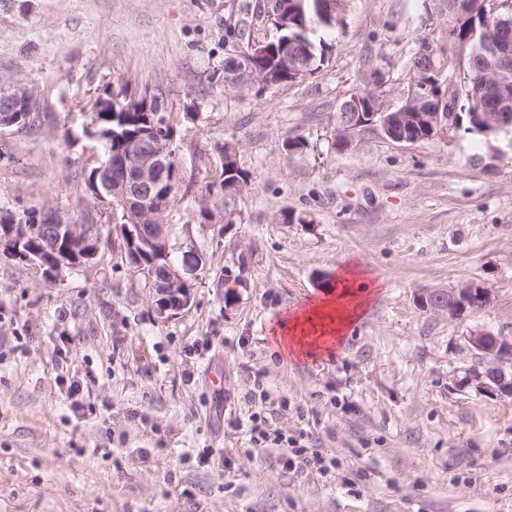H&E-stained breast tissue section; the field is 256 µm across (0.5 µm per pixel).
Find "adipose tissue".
I'll list each match as a JSON object with an SVG mask.
<instances>
[{
  "label": "adipose tissue",
  "mask_w": 512,
  "mask_h": 512,
  "mask_svg": "<svg viewBox=\"0 0 512 512\" xmlns=\"http://www.w3.org/2000/svg\"><path fill=\"white\" fill-rule=\"evenodd\" d=\"M364 305L358 291L343 283L336 293L322 299L310 310L291 315L282 338L283 345L293 353L310 355L319 352L325 337L340 338L358 318Z\"/></svg>",
  "instance_id": "obj_1"
}]
</instances>
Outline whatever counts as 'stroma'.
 Returning a JSON list of instances; mask_svg holds the SVG:
<instances>
[{"mask_svg":"<svg viewBox=\"0 0 512 512\" xmlns=\"http://www.w3.org/2000/svg\"><path fill=\"white\" fill-rule=\"evenodd\" d=\"M242 2L0 0V81L39 102L32 126L0 133V208L102 231L93 266L56 285L0 258V512H512V399L458 385L470 330L512 338V148L464 120L337 151L341 103L400 102L415 40L444 29L425 0H348L315 78L229 89ZM147 88L182 168L167 222L192 302L168 320L85 191L102 154L88 103ZM228 143L250 174L231 224ZM344 276L366 303L340 348L282 353V324ZM468 281L488 289L482 308L416 303ZM259 415L327 472L284 469L253 439Z\"/></svg>","mask_w":512,"mask_h":512,"instance_id":"stroma-1","label":"stroma"}]
</instances>
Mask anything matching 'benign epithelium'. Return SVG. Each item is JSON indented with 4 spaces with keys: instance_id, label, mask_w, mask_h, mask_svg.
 <instances>
[{
    "instance_id": "1",
    "label": "benign epithelium",
    "mask_w": 512,
    "mask_h": 512,
    "mask_svg": "<svg viewBox=\"0 0 512 512\" xmlns=\"http://www.w3.org/2000/svg\"><path fill=\"white\" fill-rule=\"evenodd\" d=\"M491 16L498 27L487 77L501 88L512 82V44L503 37L512 29V5H501L495 0ZM411 77L412 85L424 92L427 105L445 102L442 95L434 93V88L440 86L434 68L421 64L413 70ZM36 108L37 98L33 90L19 84L6 86L0 81V130L27 123ZM120 110H141L139 96L100 99L92 110L93 123L86 130L87 136L99 142L120 141L123 148L118 162L120 171H115L110 160L99 162L87 177V193L99 202L122 207L131 217L123 231L126 249L138 267H144L145 258L149 260L150 268L162 267L159 275L150 277L149 281L158 299L157 315L171 318L191 303V293L183 275L169 263L159 265L161 260L168 258L164 216L171 207L179 169L177 164L170 163L167 147L159 142L150 144L141 136L129 135L126 127L131 118L122 120L119 128H114ZM343 111L350 113L356 129L376 126L373 122L375 114L362 112L357 96L344 104ZM472 117L474 122L484 124L495 135L503 130L499 112H474ZM44 221L41 250L30 253L21 249L23 237L17 235L16 225H0V255L18 260L33 268L42 279L57 283L65 279L67 272L92 263L101 241L96 225L73 224L60 215L48 216ZM476 296L489 301V292L485 288L478 292L473 288H452L448 290V303L438 307V313L454 318L459 310L473 305ZM466 341L479 362L465 369L459 385L491 398L512 397V340L476 329L469 332Z\"/></svg>"
}]
</instances>
